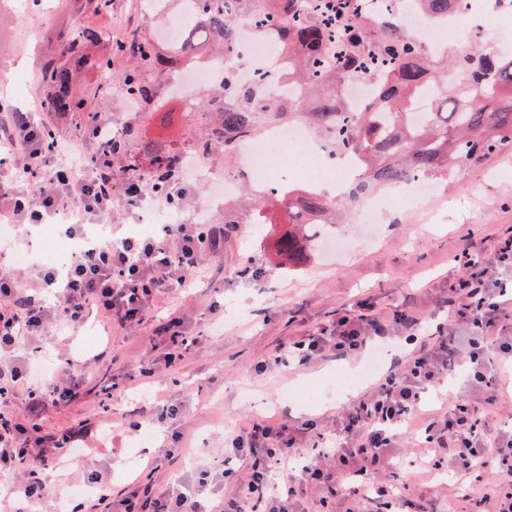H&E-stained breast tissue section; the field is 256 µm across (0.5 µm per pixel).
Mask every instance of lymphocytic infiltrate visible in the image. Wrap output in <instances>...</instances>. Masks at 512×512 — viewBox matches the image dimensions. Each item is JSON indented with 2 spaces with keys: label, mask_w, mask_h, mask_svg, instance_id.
Wrapping results in <instances>:
<instances>
[{
  "label": "lymphocytic infiltrate",
  "mask_w": 512,
  "mask_h": 512,
  "mask_svg": "<svg viewBox=\"0 0 512 512\" xmlns=\"http://www.w3.org/2000/svg\"><path fill=\"white\" fill-rule=\"evenodd\" d=\"M0 145L6 150L0 164L12 162L17 178H47L54 185L51 192L36 194L0 183V212L31 227L61 216L67 234L78 241L64 260L42 262L32 295L20 296L14 278L0 274V475L14 479L20 499L39 505L49 496L45 469L75 455L78 437L74 430L46 434L41 421L77 398L83 370L68 359L47 380L33 381L15 359L19 339L35 342L47 328L77 327L91 310L124 328L140 324L155 301L189 290L204 257L215 252L218 235L214 225L194 219L161 225L150 236L114 237L107 220L116 203L136 208L150 200L165 207L185 199L193 184L183 179L166 193H153L146 177L133 178L114 167L108 142H97L91 156L75 160L58 139H46L42 126L16 113L0 134ZM96 220L104 223L101 239L86 238V226ZM508 266L510 234L494 241L489 257L468 259L453 289V323L438 327L428 349L342 411L328 431L313 422L294 427L284 419L256 420L236 429L226 439V452L236 464L248 461L249 469L240 472L235 464L216 470L217 480L232 486L231 494L216 495L207 479L192 487L179 476L162 489L136 479L116 499L95 475V498L72 497L67 512H87L93 500L105 512H300V496L310 486L327 488L344 512H366L387 496L377 476L390 467L393 449L408 434L427 447L425 466L448 468L479 512H512V432L491 422L498 369L512 362V325L504 321L512 304L498 277L499 269ZM459 322L470 329V349L454 344ZM385 332L377 313L349 310L330 327L289 341L275 361L304 363L329 349L352 354L369 337ZM157 333L166 339L163 356L152 366L124 373V380H146L171 369L198 342L176 311L163 318ZM494 351L501 355L495 368L486 362ZM464 370L484 382L488 395L479 402L448 399L440 411L428 408L425 393L450 384ZM182 414L172 403L156 414L163 442L149 471L180 459L191 444L178 426ZM487 474L497 483L492 494L482 495L478 489Z\"/></svg>",
  "instance_id": "obj_1"
}]
</instances>
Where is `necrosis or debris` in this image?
<instances>
[{"instance_id":"4bbe7bcc","label":"necrosis or debris","mask_w":512,"mask_h":512,"mask_svg":"<svg viewBox=\"0 0 512 512\" xmlns=\"http://www.w3.org/2000/svg\"><path fill=\"white\" fill-rule=\"evenodd\" d=\"M356 4L357 13L369 17L375 26L400 27L428 56L442 51L453 34L467 31L479 15L512 16V0H467L463 7H450L440 15L423 9L418 0H356ZM144 7L169 16L161 33L162 40L173 51L167 73L182 91L183 111H194L195 93L201 85L222 83L224 62L209 58L192 66L178 53L187 31L186 19L197 13L194 0H182L178 14L173 16L168 13L166 0H146ZM280 44L276 26L257 25L251 17L240 19L234 52L235 74L238 80L262 84L269 101L302 100L305 90L289 83L285 76L288 60L281 53ZM376 86L375 76H348L337 81L335 94L343 109L356 112L374 99ZM310 136L309 127L301 123H269L239 143L236 157L258 183H267L270 163L277 158L285 172L280 189L300 183L319 191L330 190L338 197L346 196L358 178L356 163L341 160L323 142L314 150H306L304 144ZM436 190L435 181L418 178L358 200L352 216L360 223L375 224L381 213L410 206Z\"/></svg>"}]
</instances>
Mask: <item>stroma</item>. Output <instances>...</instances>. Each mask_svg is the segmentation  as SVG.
Here are the masks:
<instances>
[{
	"instance_id": "stroma-1",
	"label": "stroma",
	"mask_w": 512,
	"mask_h": 512,
	"mask_svg": "<svg viewBox=\"0 0 512 512\" xmlns=\"http://www.w3.org/2000/svg\"><path fill=\"white\" fill-rule=\"evenodd\" d=\"M29 2L0 0V103L31 113L36 122L53 126L70 151L90 155L94 143L76 137L70 116L44 110L37 61L45 53L61 51L58 33L90 22L106 29L108 37L97 53L109 55L127 30L141 24L143 14L135 10L133 0H112L111 15L100 18L85 12L87 0H42L38 10L31 9ZM123 79L117 66L108 75L91 69L83 72L74 91L93 97L118 129L137 125L141 137L162 146L184 141L187 124L179 94L159 87L163 111L140 112L127 99ZM437 185L439 195L425 206L382 215L376 236L365 234L357 224L337 225V234L349 238L350 246L336 251L318 246L297 271L281 264L270 239L257 233V210H242L237 197H230L226 211L210 218L223 226L224 235L190 295H173L149 310L140 326L127 330L93 315L74 330L48 329L40 351L44 362L53 363L61 345L88 370L78 398L63 412L49 414L43 429L60 434L87 428L83 445L90 450L88 457L45 471L50 491L65 492L85 471L94 470L107 481L113 496H120L138 475L148 452L141 436L118 426L106 428L105 412L145 402L153 395L181 405V424L193 434L196 452L195 462L175 461L153 474L158 485L179 472L198 479L219 439L207 428V421L230 427L268 415L288 418L293 424L313 419L320 426L331 425L346 405L342 389L336 386L337 375L358 370L363 356L341 357L329 351L305 365L286 367L274 364L273 358L289 339L331 324L337 312L358 309L361 301L372 303L385 319L402 312L418 323L415 340H408L406 330L398 328L367 346L368 352L384 354L379 375L399 372L400 352L429 344L437 326L448 321L450 289L463 271L464 239H472L481 252L512 232V148L438 180ZM228 212L234 217L230 224L224 221ZM23 237L31 265L12 270L11 254L0 253V272H13L26 288L35 278L36 260L52 248L69 252L73 242L55 224L26 228ZM249 266L262 268L260 280L245 276ZM173 310L186 316L193 331L201 334L200 343L147 388L124 392L114 387L113 374L153 364L163 353L155 328ZM261 360L271 367L259 375L253 366ZM394 456L395 463L382 480L403 499L415 501L431 493L443 501L454 500L456 512H471L470 504L458 499L448 476L422 469L418 451L408 442H401Z\"/></svg>"
}]
</instances>
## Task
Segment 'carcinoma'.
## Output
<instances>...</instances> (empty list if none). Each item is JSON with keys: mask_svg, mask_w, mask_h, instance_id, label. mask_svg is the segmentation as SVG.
Wrapping results in <instances>:
<instances>
[{"mask_svg": "<svg viewBox=\"0 0 512 512\" xmlns=\"http://www.w3.org/2000/svg\"><path fill=\"white\" fill-rule=\"evenodd\" d=\"M236 2L253 14L268 15L280 26L283 49L292 60L288 80L312 91L336 83L344 74L375 71L377 99L359 112H335L324 95L305 108L295 103L286 110L270 111L260 84L240 83L234 76L239 13L230 11L226 0H200L199 16L189 27L183 48L224 57V84L202 91L184 144L145 148L146 176L156 188L165 190L181 176L187 148L194 147L206 157L222 148L227 159L236 140L268 118L309 119L318 131L328 133L336 151L354 156L361 172L353 201L381 186L409 183L419 175H452L462 165L479 164L512 145V57L471 43L457 54L426 60L398 29H375L362 22L357 30H350L349 0L315 5L320 19L305 25L294 23L295 0ZM105 37L101 27L78 26L69 32L60 55L44 56L38 63V80L50 90L45 110L76 113L80 137L97 130L98 112L87 98L73 92L78 74L87 66L109 74L112 66L124 65L126 95L143 112L156 111L158 104L157 87L168 55L139 26L119 42L115 57L92 55L91 49ZM427 77L444 88L446 101H437L427 119L416 125L405 103L421 90ZM391 103L396 112L390 126L381 128L377 113ZM137 135V129L130 127L112 136V154L127 155V145ZM270 200L288 206V232L278 236L273 247L291 267L308 261L318 234L335 223V216L351 201L322 195L308 199L292 193L272 195Z\"/></svg>", "mask_w": 512, "mask_h": 512, "instance_id": "carcinoma-1", "label": "carcinoma"}]
</instances>
